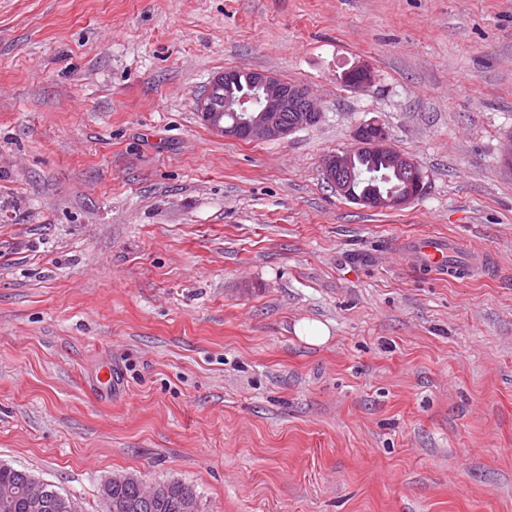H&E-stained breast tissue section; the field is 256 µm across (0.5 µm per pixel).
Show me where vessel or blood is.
<instances>
[{
  "mask_svg": "<svg viewBox=\"0 0 512 512\" xmlns=\"http://www.w3.org/2000/svg\"><path fill=\"white\" fill-rule=\"evenodd\" d=\"M410 255L419 270L443 279L476 278L486 262L483 251L465 250L462 241L454 237H431L412 243Z\"/></svg>",
  "mask_w": 512,
  "mask_h": 512,
  "instance_id": "1",
  "label": "vessel or blood"
}]
</instances>
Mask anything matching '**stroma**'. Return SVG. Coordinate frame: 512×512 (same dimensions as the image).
Listing matches in <instances>:
<instances>
[{"label":"stroma","instance_id":"stroma-1","mask_svg":"<svg viewBox=\"0 0 512 512\" xmlns=\"http://www.w3.org/2000/svg\"><path fill=\"white\" fill-rule=\"evenodd\" d=\"M238 68L320 124L210 129ZM374 118L424 174L400 210L323 175ZM509 135L512 0H0V464L82 512L116 474L201 512H512ZM448 234L483 277L409 261ZM242 73L237 70H226L218 74L210 82L207 92L198 99L197 106L201 116L214 130L222 132L225 137L242 140L236 130L224 126L234 122L231 112H241L239 122L242 133L248 141H275L285 139L299 128L318 125L322 118L318 103L311 97L308 89L288 81H271L268 75L260 71L245 72L250 83L260 89L261 96L252 99L248 96L223 94L224 107L213 105L211 92L213 89L232 88L239 83ZM257 103V106L253 104ZM224 112H228L224 115ZM286 112H294V120L288 124Z\"/></svg>","mask_w":512,"mask_h":512}]
</instances>
